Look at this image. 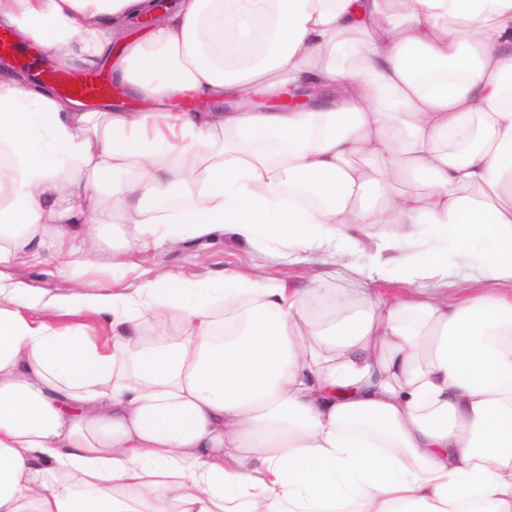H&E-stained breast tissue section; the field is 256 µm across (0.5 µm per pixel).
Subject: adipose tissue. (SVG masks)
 Wrapping results in <instances>:
<instances>
[{
    "label": "adipose tissue",
    "mask_w": 512,
    "mask_h": 512,
    "mask_svg": "<svg viewBox=\"0 0 512 512\" xmlns=\"http://www.w3.org/2000/svg\"><path fill=\"white\" fill-rule=\"evenodd\" d=\"M149 5L0 0L18 40L111 60L151 105L0 76V512H512V0H179L135 29ZM307 85L323 103L264 104ZM230 92L257 104L170 107ZM119 219L139 250L223 232L335 268L18 307L16 254L67 264ZM364 228L405 295L331 288ZM146 315L168 324L148 344Z\"/></svg>",
    "instance_id": "obj_1"
}]
</instances>
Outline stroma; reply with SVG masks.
<instances>
[{
  "instance_id": "stroma-1",
  "label": "stroma",
  "mask_w": 512,
  "mask_h": 512,
  "mask_svg": "<svg viewBox=\"0 0 512 512\" xmlns=\"http://www.w3.org/2000/svg\"><path fill=\"white\" fill-rule=\"evenodd\" d=\"M129 238L128 226L117 222L104 231L99 249L89 255L74 256L60 267L23 258L14 261L12 273L51 297L73 287L95 290L129 269L147 278L159 272L207 278L228 268L253 280L274 279L289 285L303 283L312 270L310 264L290 257L287 247L252 246L229 234L196 243L170 238L146 251L129 248Z\"/></svg>"
}]
</instances>
